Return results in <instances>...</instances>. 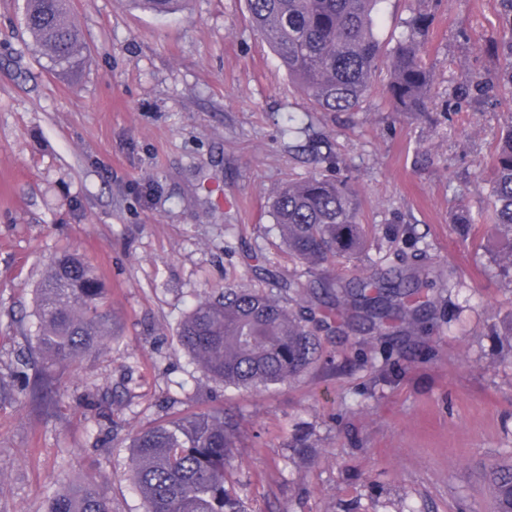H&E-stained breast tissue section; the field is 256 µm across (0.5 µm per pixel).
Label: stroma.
<instances>
[{
	"label": "stroma",
	"instance_id": "obj_1",
	"mask_svg": "<svg viewBox=\"0 0 512 512\" xmlns=\"http://www.w3.org/2000/svg\"><path fill=\"white\" fill-rule=\"evenodd\" d=\"M0 0V377L35 349V290L78 252L109 290L102 353L54 371L50 406L0 404V512H47L53 492L98 481L112 512H144L129 437L224 408L227 479L249 512H493L488 469L512 463V273L487 218L490 161L512 126L498 86V0H382L384 50L413 11L433 15L424 112H395L380 63L356 112H321L253 29L246 0L156 14L130 0H70L89 63L51 70ZM488 89L465 92L472 77ZM298 131L284 135L289 117ZM349 183L368 226L346 280L421 266L434 282L418 328L320 330L292 383L237 390L178 340L192 306L228 282L300 276L270 213L311 173ZM472 226L456 223L461 212ZM307 434L310 457L292 438Z\"/></svg>",
	"mask_w": 512,
	"mask_h": 512
}]
</instances>
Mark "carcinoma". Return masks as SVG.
I'll return each instance as SVG.
<instances>
[{
  "instance_id": "cac0c4a2",
  "label": "carcinoma",
  "mask_w": 512,
  "mask_h": 512,
  "mask_svg": "<svg viewBox=\"0 0 512 512\" xmlns=\"http://www.w3.org/2000/svg\"><path fill=\"white\" fill-rule=\"evenodd\" d=\"M179 0H135L169 13ZM382 0H247L252 26L273 48L280 66L322 112H355L373 84L382 49L373 29ZM407 34L389 55L384 95L395 112H424L432 72L423 48L432 26L428 13L405 21ZM23 25L52 69L74 72L87 61L78 31L68 21L67 0H25ZM506 64L498 75L512 88V35L496 44ZM492 219L507 239L499 265L512 270V127L492 159ZM272 210L288 253L316 279L321 268L356 257L365 245L358 202L345 180L311 175L275 190ZM421 273L399 270L386 282L372 276L350 287L323 285L329 301L290 281L277 293L228 283L199 302L180 324V344L203 372L226 386L258 390L295 379L318 354L313 306L364 332L415 326L429 306ZM108 291L97 271L76 254L60 255L37 289L39 354L67 367L97 353L110 333ZM299 301L294 309L290 302ZM128 473L145 512H247L228 486L233 448L224 409L163 420L134 433ZM497 512H512V465L489 473ZM48 512H112L94 480L57 491Z\"/></svg>"
}]
</instances>
